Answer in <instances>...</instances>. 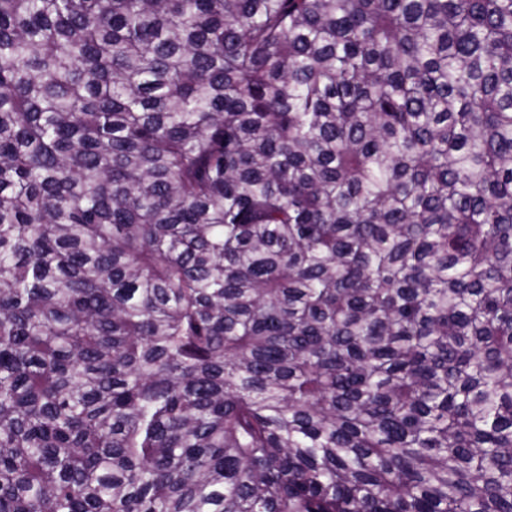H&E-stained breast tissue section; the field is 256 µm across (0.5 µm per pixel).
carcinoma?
<instances>
[{
    "instance_id": "carcinoma-1",
    "label": "carcinoma",
    "mask_w": 512,
    "mask_h": 512,
    "mask_svg": "<svg viewBox=\"0 0 512 512\" xmlns=\"http://www.w3.org/2000/svg\"><path fill=\"white\" fill-rule=\"evenodd\" d=\"M0 512H512V0H0Z\"/></svg>"
}]
</instances>
